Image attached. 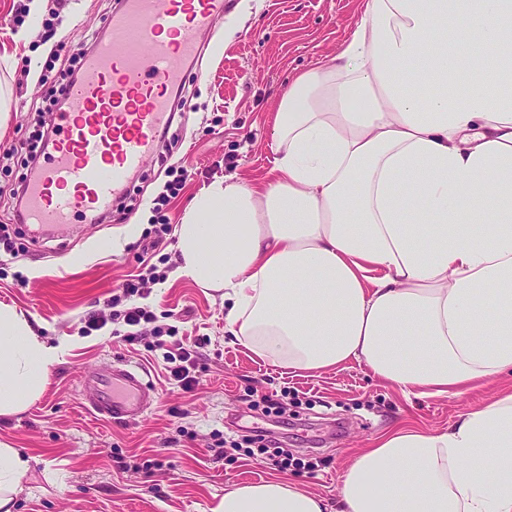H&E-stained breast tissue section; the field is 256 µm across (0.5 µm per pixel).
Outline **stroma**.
Wrapping results in <instances>:
<instances>
[{"label": "stroma", "instance_id": "obj_1", "mask_svg": "<svg viewBox=\"0 0 512 512\" xmlns=\"http://www.w3.org/2000/svg\"><path fill=\"white\" fill-rule=\"evenodd\" d=\"M118 0H47L29 19L26 0H0V92L9 118L0 126V302L30 318L43 341L61 346L40 399L20 414L0 416V442L30 457L15 512H211L231 484L294 480L335 505L351 459L401 422L433 432L501 397L512 384L480 382L456 394L407 396L355 361L310 374L264 361L224 333L219 293L173 277V228L188 201L218 178L262 185L272 176V128L294 75L340 51L362 0H233L224 21L203 32L205 56L189 69L186 103L144 168L131 175L111 220L77 224L55 238L19 232L13 192L34 167L6 155L9 144L35 139L41 112L66 81L72 60L102 35ZM32 26L25 43L15 32ZM183 165V186L162 209L169 167ZM143 278L141 295L122 283ZM135 304L152 315L85 331L88 314ZM182 339L193 348L197 382L170 381L164 348ZM123 360L148 374L145 415L114 422L92 414L79 396L90 370ZM287 392L282 416L265 413L262 396ZM263 435L294 456L318 459L317 471L282 472L225 441Z\"/></svg>", "mask_w": 512, "mask_h": 512}]
</instances>
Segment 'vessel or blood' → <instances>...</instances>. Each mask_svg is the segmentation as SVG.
<instances>
[{"mask_svg": "<svg viewBox=\"0 0 512 512\" xmlns=\"http://www.w3.org/2000/svg\"><path fill=\"white\" fill-rule=\"evenodd\" d=\"M228 0H123L107 20L108 35L64 89L65 111L52 113L56 139L26 191V217L40 234L75 219L99 223L128 176L152 156L169 127L172 96L184 66L200 53L199 35L223 20ZM88 407L111 420H135L148 406L144 371L123 363L82 377Z\"/></svg>", "mask_w": 512, "mask_h": 512, "instance_id": "vessel-or-blood-1", "label": "vessel or blood"}]
</instances>
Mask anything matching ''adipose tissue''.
<instances>
[{"mask_svg": "<svg viewBox=\"0 0 512 512\" xmlns=\"http://www.w3.org/2000/svg\"><path fill=\"white\" fill-rule=\"evenodd\" d=\"M273 151L268 184L213 181L174 229V273L223 292L226 334L405 392L512 376V0H364L342 50L289 82ZM58 353L0 303V416L42 396ZM29 465L0 442V512ZM211 512H512V393L382 433L336 509L270 480Z\"/></svg>", "mask_w": 512, "mask_h": 512, "instance_id": "adipose-tissue-1", "label": "adipose tissue"}]
</instances>
